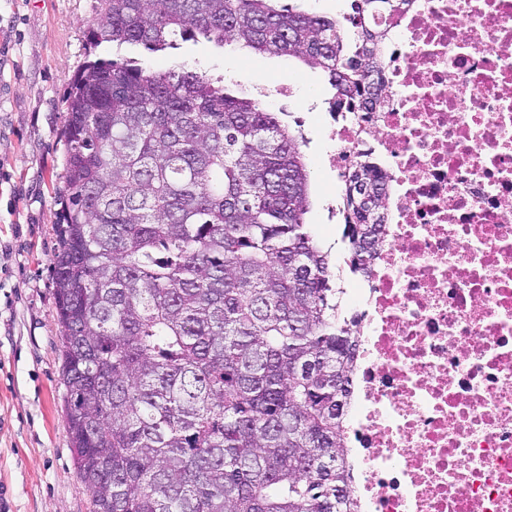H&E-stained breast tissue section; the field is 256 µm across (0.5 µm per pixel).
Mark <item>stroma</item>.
Returning a JSON list of instances; mask_svg holds the SVG:
<instances>
[{"instance_id":"stroma-1","label":"stroma","mask_w":512,"mask_h":512,"mask_svg":"<svg viewBox=\"0 0 512 512\" xmlns=\"http://www.w3.org/2000/svg\"><path fill=\"white\" fill-rule=\"evenodd\" d=\"M94 3L0 0V512L94 509L70 447L53 286L67 95L86 62L117 56L111 44L86 42ZM144 58L155 70L188 63L248 97L257 84L286 85L287 94L274 91L265 105L301 127L312 182L306 221L332 256H344L329 214L344 181L324 162L321 120L334 91L320 69L202 39Z\"/></svg>"}]
</instances>
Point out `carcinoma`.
Here are the masks:
<instances>
[{"instance_id": "1", "label": "carcinoma", "mask_w": 512, "mask_h": 512, "mask_svg": "<svg viewBox=\"0 0 512 512\" xmlns=\"http://www.w3.org/2000/svg\"><path fill=\"white\" fill-rule=\"evenodd\" d=\"M408 6L353 0L348 32L280 0H97L87 38L291 56L359 108ZM67 103L53 284L95 512H350L356 319L306 222L302 137L185 64L91 61ZM386 182L367 154L345 179L353 274L382 249Z\"/></svg>"}]
</instances>
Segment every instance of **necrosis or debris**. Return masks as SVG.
I'll return each mask as SVG.
<instances>
[{
    "label": "necrosis or debris",
    "instance_id": "4bbe7bcc",
    "mask_svg": "<svg viewBox=\"0 0 512 512\" xmlns=\"http://www.w3.org/2000/svg\"><path fill=\"white\" fill-rule=\"evenodd\" d=\"M380 112L326 114L330 171L383 162L386 244L350 295L357 512H512V0H412Z\"/></svg>",
    "mask_w": 512,
    "mask_h": 512
}]
</instances>
